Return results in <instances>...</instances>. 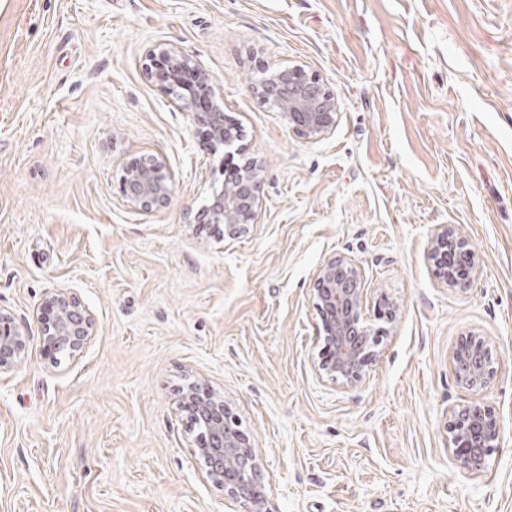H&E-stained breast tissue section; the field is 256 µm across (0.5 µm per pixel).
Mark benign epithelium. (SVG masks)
I'll return each instance as SVG.
<instances>
[{
    "instance_id": "benign-epithelium-1",
    "label": "benign epithelium",
    "mask_w": 512,
    "mask_h": 512,
    "mask_svg": "<svg viewBox=\"0 0 512 512\" xmlns=\"http://www.w3.org/2000/svg\"><path fill=\"white\" fill-rule=\"evenodd\" d=\"M169 72H155L145 64L147 75L156 78L172 95V103L189 114L192 122L206 128L214 146L232 154L242 137L238 124L224 116L212 77L193 59L162 48ZM253 89L262 97L288 94L279 108L283 119L309 139H320L336 127L335 94L316 75L298 65H281L266 71ZM207 96L210 111H197V99ZM261 169L251 166L221 187L197 212V223L222 224L234 235L257 219ZM123 194L131 205L143 211L162 206L171 193V177L163 158L149 155L133 161L120 176ZM433 255L445 246L463 247L446 224L434 229L430 240ZM365 278L359 264L346 255H336L321 264L314 277L313 304L319 312L324 340L334 356L318 362L320 376L334 383L355 385L362 381L376 359L380 340L365 317ZM50 312L42 327L43 342L49 348L74 357L95 336L94 316L81 301L67 291H57L45 300ZM28 331L25 324L0 311V374L15 370L26 357ZM484 342L473 336L467 350H455L451 363L458 382L474 392L490 383L491 369L485 367ZM181 407L192 413L201 428L199 451L206 462V480L224 495L246 506L248 512H277L270 498L261 493L255 480L261 470L256 448L226 415L224 399L207 383H191L182 390ZM500 428L496 416L473 403L452 412L448 427V447L461 466L471 472L481 469L488 451L499 446Z\"/></svg>"
}]
</instances>
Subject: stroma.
<instances>
[{
  "instance_id": "obj_1",
  "label": "stroma",
  "mask_w": 512,
  "mask_h": 512,
  "mask_svg": "<svg viewBox=\"0 0 512 512\" xmlns=\"http://www.w3.org/2000/svg\"><path fill=\"white\" fill-rule=\"evenodd\" d=\"M158 45L210 73L262 169L237 237L197 230L220 158L145 77ZM278 64L335 92L331 134L303 137L254 92ZM150 154L173 188L143 212L120 175ZM439 224L470 255L450 286ZM338 254L364 269L381 340L352 387L314 370V273ZM61 289L97 322L73 358L42 340ZM0 309L29 335L0 375V512H244L175 402L202 378L277 512H512V0H0ZM473 333L480 393L450 363ZM475 402L501 430L476 473L448 446ZM429 245L433 256L437 257L444 246L461 248L464 243L460 238L455 236L454 232L448 228V225L439 224L430 237Z\"/></svg>"
}]
</instances>
